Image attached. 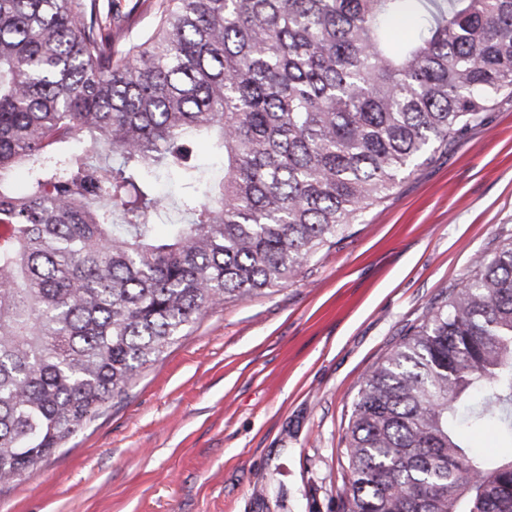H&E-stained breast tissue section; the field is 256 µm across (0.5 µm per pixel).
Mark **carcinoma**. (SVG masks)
I'll return each mask as SVG.
<instances>
[{"label":"carcinoma","instance_id":"cac0c4a2","mask_svg":"<svg viewBox=\"0 0 512 512\" xmlns=\"http://www.w3.org/2000/svg\"><path fill=\"white\" fill-rule=\"evenodd\" d=\"M421 21L395 43L391 22ZM115 48L99 0H0V482L207 309L296 276L512 99V0H160ZM208 136L211 182L188 145ZM183 192L164 198L161 176ZM183 224L159 237L151 215ZM512 241L366 375L341 512H512ZM461 437L473 452L488 457H500L511 453L512 447L503 440L491 424L474 425L464 428Z\"/></svg>","mask_w":512,"mask_h":512}]
</instances>
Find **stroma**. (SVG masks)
Here are the masks:
<instances>
[{
    "label": "stroma",
    "mask_w": 512,
    "mask_h": 512,
    "mask_svg": "<svg viewBox=\"0 0 512 512\" xmlns=\"http://www.w3.org/2000/svg\"><path fill=\"white\" fill-rule=\"evenodd\" d=\"M116 5L125 50L154 16ZM510 240L505 101L295 278L200 316L55 454L0 484V512H340L364 377Z\"/></svg>",
    "instance_id": "stroma-1"
}]
</instances>
